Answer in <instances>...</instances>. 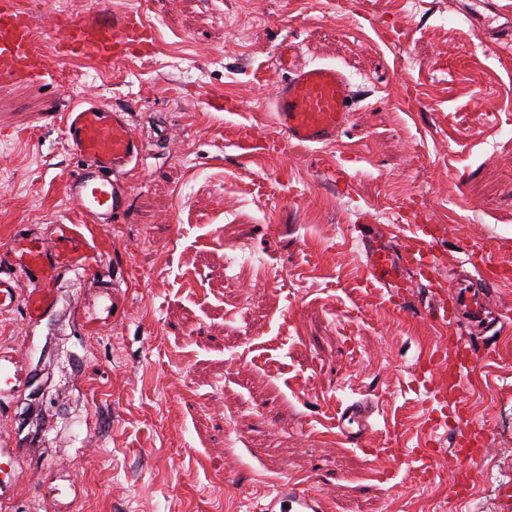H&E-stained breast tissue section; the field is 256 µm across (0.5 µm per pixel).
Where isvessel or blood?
<instances>
[{"label": "vessel or blood", "mask_w": 512, "mask_h": 512, "mask_svg": "<svg viewBox=\"0 0 512 512\" xmlns=\"http://www.w3.org/2000/svg\"><path fill=\"white\" fill-rule=\"evenodd\" d=\"M46 24L53 51L45 56L34 50L37 16L21 8L19 0H0V82H20L49 73L75 58H90L104 69L130 56L151 55L157 43L153 28L134 12L111 10L98 0L95 13L81 16L54 15ZM285 79L277 82L265 102L266 111L288 139L302 144H329L346 124L357 94L342 71L329 65L301 61L299 48L287 43L279 54ZM65 135L71 151L80 159L68 180V193L78 207L82 224L57 219V241L45 247L34 237L14 238L7 247L11 272L0 277V310L22 306L26 317L40 322L56 305L54 288L59 269L88 277L96 276L101 251L83 231V224L102 227L116 221L126 209V197L114 176L127 165L143 160L144 144L137 139L124 112L98 102L76 103L65 114ZM367 252V282L389 292L393 305L404 306L416 288L428 289L435 302L429 314L447 327L448 340L458 353L471 349L472 339L461 323L465 316L479 318L486 308L488 289L499 279L492 269L494 245L482 239L464 249V262L472 267L470 285L445 289L438 275L439 238L432 225H415L411 233L399 225L385 232L362 234ZM29 388L25 365L14 356L0 353V401L24 395ZM431 400L438 414L448 415L460 437L472 445L480 439L474 420L460 415L458 405L446 392L434 391ZM363 404L354 403L342 412L338 427L343 438L361 444L370 424ZM329 502L320 492L301 488L284 478L268 494L261 512H328Z\"/></svg>", "instance_id": "b4317fda"}]
</instances>
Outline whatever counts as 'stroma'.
Returning <instances> with one entry per match:
<instances>
[{"label": "stroma", "instance_id": "stroma-1", "mask_svg": "<svg viewBox=\"0 0 512 512\" xmlns=\"http://www.w3.org/2000/svg\"><path fill=\"white\" fill-rule=\"evenodd\" d=\"M148 20L150 59L77 58L0 85V248L54 243L55 218L75 214L62 112L77 94L124 109L148 150L116 176L128 207L96 231L98 281L61 274L35 325L0 311V348L32 370L0 410V439L22 450L0 471L12 482L0 512H48L73 485V512H258L284 477L331 512H511L512 328L474 338L495 357L456 391L484 425L468 466L428 403L455 356L419 378L448 331L366 286L358 228L402 213L440 225L449 284L471 241L512 261V49L499 46L512 0H153ZM288 42L362 91L334 143L284 144L264 110ZM219 98L236 111L215 110ZM246 127L277 146L236 149ZM102 279L125 312L88 333L79 302ZM359 401L373 405L371 447L394 454L376 461L338 437L337 406ZM430 439L425 482L404 451ZM461 484L468 501L439 508L436 489Z\"/></svg>", "mask_w": 512, "mask_h": 512}]
</instances>
